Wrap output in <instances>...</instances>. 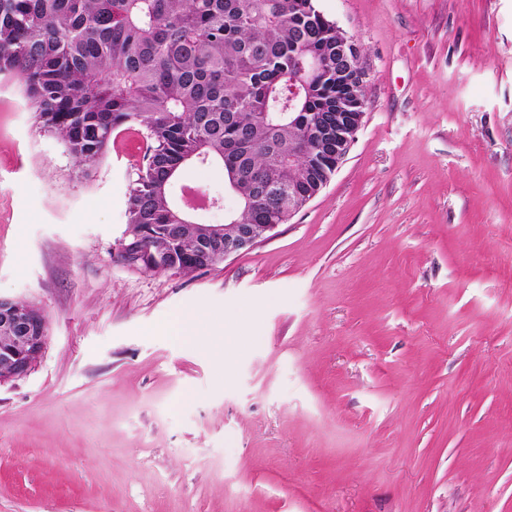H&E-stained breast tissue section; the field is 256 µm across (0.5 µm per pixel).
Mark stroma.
<instances>
[{"instance_id": "1", "label": "stroma", "mask_w": 512, "mask_h": 512, "mask_svg": "<svg viewBox=\"0 0 512 512\" xmlns=\"http://www.w3.org/2000/svg\"><path fill=\"white\" fill-rule=\"evenodd\" d=\"M365 115L320 193L190 274L120 256L142 130L92 168L0 76V512H512V0H314ZM238 200L219 164L174 180ZM193 310L230 351L150 335ZM23 306L18 300L0 294V344L8 343V339L16 343L0 347V384L27 376L48 344L44 314L35 306Z\"/></svg>"}]
</instances>
